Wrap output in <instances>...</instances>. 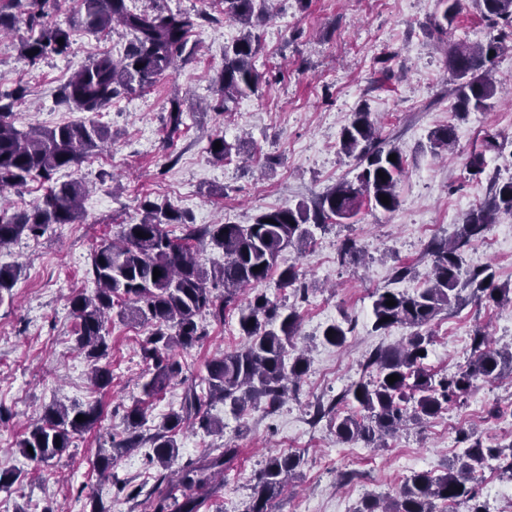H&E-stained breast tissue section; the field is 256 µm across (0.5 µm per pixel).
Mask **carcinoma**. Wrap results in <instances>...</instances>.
<instances>
[{
  "mask_svg": "<svg viewBox=\"0 0 512 512\" xmlns=\"http://www.w3.org/2000/svg\"><path fill=\"white\" fill-rule=\"evenodd\" d=\"M21 8V16L0 6V33L19 22L28 31L20 44V56L29 64L63 55L71 46L70 32L50 20L57 0H9ZM270 0H224V16L249 27L269 17ZM482 13L500 28L497 36L469 45L455 43L448 48V70L457 80L453 94L459 112H484L493 106L500 91L493 77L494 57L503 49L505 30L512 28V0H479ZM82 11L76 23L84 29L103 33L116 26L133 36L126 53L116 59L101 53L75 72L61 89L62 100L82 112H100L122 92H135L153 84L159 76L184 58L189 37L200 16L155 6L150 10L132 9L126 0H81ZM63 44H58V39ZM258 51L256 37L248 31L224 47V67L218 75L221 95L219 107L259 88V74L253 59ZM494 55H489V52ZM141 68H135V65ZM22 86L9 93L0 92V190L22 187L34 180L47 184L46 193L32 207L11 211L0 207V249L23 235L37 237L53 224H73L81 214V203L88 192L79 179L58 181L54 175L69 168L110 139L104 125L63 124L53 128L22 130L15 126L14 104L22 99ZM455 142L453 128H438L430 135L432 152L439 155ZM341 151L356 161L355 180H344L331 188L314 209L304 204L262 213L251 224H208L192 227L185 213L170 205L161 206L149 199L141 204V218L122 225L116 240L101 242L91 254L89 273L96 288L91 294L78 293L70 299L77 322L76 350L90 366V380L98 388L107 387L112 373L105 363L110 351L106 322L112 310L123 320L151 326L150 335L141 344L144 359L152 362L153 372L143 384L148 396L163 392L182 366L172 355L175 347L190 348L206 335L200 319L210 316L224 320L228 308L238 310L240 334L244 345L213 359L207 366L208 396L195 388L186 390L177 411L169 413L162 429L148 438L136 433L144 416L137 407L128 414L126 436L112 439V448H101L96 455L99 475L112 476L119 490L126 482L112 475L114 455L124 448H135L144 441L153 448L150 460L166 472L148 491L133 490L128 499L139 500L148 512H199L218 496L221 483L217 477L239 454V449L225 446L221 451L209 448L197 459L188 460L171 480L167 469L178 457L172 432L187 422L206 433H221L224 424L208 415L207 408L216 399L242 414L253 399L263 398L267 405L280 404L288 384L301 378L307 369L304 353L289 354L296 333L298 315L294 308L270 300L258 288L271 274L277 257L288 247L302 249L312 241L310 224L329 220L341 223L356 216L363 200L391 211L398 205L396 185L403 161L394 147H387L379 137L371 113L359 110L343 128ZM501 150L497 136L484 133L478 152L466 163L473 175L483 172L485 155ZM396 155V161L388 160ZM385 173L380 178L378 173ZM386 195L389 203L380 201ZM512 213V179L494 184V193L482 206L463 220L453 240L437 243L431 249L433 262L424 285L412 293L383 291L373 301L374 329L394 325L414 329L404 345L374 352L365 364L364 376L352 383L322 415L335 413L337 406L349 403L358 413L334 417L335 432L342 441H363L377 445L386 435L400 429L407 421L405 403L411 401L416 420L439 415L449 402L469 395L480 381L512 375V350L486 345L484 336L473 337V356L467 366L436 378L425 365L431 336L421 333L437 315L450 307L466 288L479 298L496 304L512 302V288L495 282L489 268L462 272L459 251L479 239L494 223L496 215ZM168 224H180L185 238L208 240L224 252V264L207 267L195 252L177 242L164 230ZM143 236H136V232ZM262 266L257 271L255 267ZM161 276L153 277L154 270ZM21 273L18 265L0 266V302L11 293ZM224 288L220 297L217 286ZM393 299L395 305L386 301ZM350 329L333 322L323 331L325 342L340 347ZM399 380L390 384L387 377ZM81 415L85 421H76ZM100 418L96 405L53 404L35 420L17 442L18 452L37 462L62 456L70 448L74 435L91 429ZM467 444L448 469L440 475L417 472L408 477L398 495L382 506L375 498L364 500L356 512H436V502H459L466 512H489L486 503L469 486L472 476L490 459L503 461L501 469L512 478V442H484L465 434ZM32 451H27V447ZM300 465V457L289 453L270 456L253 486L248 512H269L272 501L281 493L287 478ZM181 490L176 495L175 490Z\"/></svg>",
  "mask_w": 512,
  "mask_h": 512,
  "instance_id": "1",
  "label": "carcinoma"
}]
</instances>
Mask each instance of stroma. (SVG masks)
<instances>
[{"mask_svg":"<svg viewBox=\"0 0 512 512\" xmlns=\"http://www.w3.org/2000/svg\"><path fill=\"white\" fill-rule=\"evenodd\" d=\"M128 3L140 10L158 4L200 14L191 36L195 48L154 85L121 93L100 112L62 104L60 87L101 51L123 56L132 40L126 30L118 27L104 36L73 30L67 55L33 66L19 58V35H0V91L19 84L27 89L15 109L18 128L95 121L112 132L102 151L57 174L62 181L87 183L80 220L52 225L39 238L23 237L0 250L1 265H22L11 296L0 301V466L22 478L10 492H0V512L20 506L33 512L49 502L62 512H89L93 495L112 512H131L125 493L97 476L96 449L109 447L135 407L144 411V433H154L166 414L179 409L187 387L207 392L205 362L244 343L237 314L203 319L202 344L176 352L181 375L163 394L148 397L142 385L149 365L139 344L150 328L116 319L108 326L112 384L94 388L88 363L74 347L76 321L69 303L73 294L95 288L88 273L92 251L138 220L146 196L190 213L197 225H246L263 212L301 202L314 206L339 180L357 174L339 142L353 112L361 109L371 112L381 137L402 154L397 207L363 205L343 223L313 227L305 250L289 247L280 253L278 271L295 267L306 290L282 287L276 275L262 289L298 312L294 343L307 347L308 370L276 408L262 404L238 416L223 403H212L209 413L223 422V435L182 428L176 434L179 458L225 444L239 448L206 512H246L256 474L269 456L281 452L300 454L303 464L275 499V512H355L362 498L396 495L411 473L442 472L464 450L460 431L486 440L507 435L500 414L512 411L508 381L480 383L470 400L452 403L445 418L408 423L382 448L339 441L331 419L314 425L310 418L317 404L337 399L360 379L370 354L410 335L401 325L374 330V292L422 287L431 247L451 239L464 217L488 199L493 178L512 177V39L504 40L493 66L503 84L494 108L459 116L449 96L448 46L470 41L474 30L479 41L490 37L476 0H463L442 41L431 26L437 0H275L270 17L253 30L260 89L221 113L215 80L225 46L243 34V25L225 18L221 0ZM174 99L183 112L175 133L165 124ZM447 125L454 128L455 154L434 155L428 135ZM487 131L498 134L504 147L486 157L485 171L475 179L466 162ZM217 135L238 145V153L215 160L208 144ZM486 235L494 247L486 248L484 240L464 247L463 268L491 267L498 282L512 285V214L499 213ZM347 239L363 255L343 264L338 247ZM334 321L351 328L339 347L322 341L324 327ZM478 330L493 345L511 344L512 303L497 305L462 292L427 328L433 337L427 366L441 375L457 371L471 359ZM59 402L100 403L102 417L62 457L27 460L17 452V441L45 408ZM147 451L144 445L128 451L115 460L113 472L151 489L158 470Z\"/></svg>","mask_w":512,"mask_h":512,"instance_id":"35a3bbf8","label":"stroma"}]
</instances>
